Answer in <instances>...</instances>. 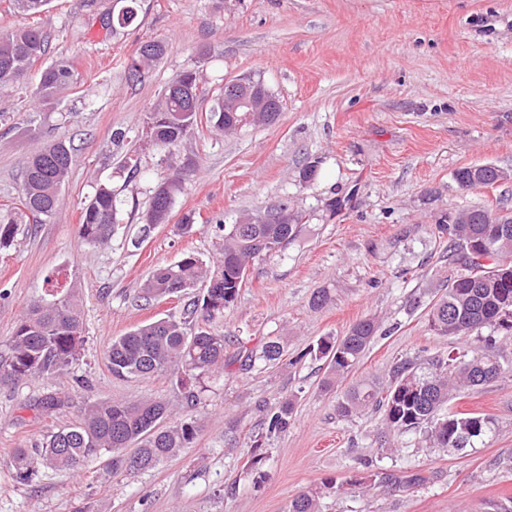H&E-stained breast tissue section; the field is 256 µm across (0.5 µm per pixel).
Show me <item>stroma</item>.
Segmentation results:
<instances>
[{
    "mask_svg": "<svg viewBox=\"0 0 512 512\" xmlns=\"http://www.w3.org/2000/svg\"><path fill=\"white\" fill-rule=\"evenodd\" d=\"M138 4L135 23L112 35L102 19L125 0H50L26 22L49 35L47 60L73 61L71 88L42 105L33 70L0 92V208L18 206L26 162L50 142H65L73 157L55 215L18 225L0 249V347L28 305L52 293L79 295L86 336L70 375L0 389V512H287L304 492L319 493L321 512H486L512 497V372L451 401L495 421L483 443L453 451L427 447L418 432L388 435L378 412L339 416V391L322 388L326 365L308 352L319 337L375 319L379 331L348 387L387 379L403 360L479 353L474 336L434 335L409 300L431 299L450 271L449 240L434 229L442 215L512 212V180L469 191L454 181L474 164L512 173V0ZM153 38L164 55L131 76L128 61ZM187 70L208 91L206 110L225 81L260 79L280 101L277 121L231 135L202 121L161 150L146 136L147 117ZM311 162L318 173L302 181ZM176 172L167 221L148 225L155 187ZM102 185L116 197L117 225L107 245H89L80 218ZM283 201L304 214L297 237L252 263L212 323L232 353L280 338V364L225 369L205 379L192 406L171 374L114 377L113 338L191 300L139 298L148 274L188 253L215 261L223 225ZM321 288L332 299L312 308ZM50 394L66 403L47 413L39 403ZM289 396L288 431L263 435L267 409ZM142 399L168 403L171 421L195 419L193 443L149 472L113 471L107 452L76 474L42 469L17 480L14 449L75 423L85 404ZM256 452L259 480L247 471ZM409 471L425 483H392ZM349 475L363 485L324 489L325 479Z\"/></svg>",
    "mask_w": 512,
    "mask_h": 512,
    "instance_id": "stroma-1",
    "label": "stroma"
}]
</instances>
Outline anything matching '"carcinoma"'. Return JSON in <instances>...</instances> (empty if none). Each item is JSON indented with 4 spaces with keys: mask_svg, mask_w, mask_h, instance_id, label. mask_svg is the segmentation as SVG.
<instances>
[{
    "mask_svg": "<svg viewBox=\"0 0 512 512\" xmlns=\"http://www.w3.org/2000/svg\"><path fill=\"white\" fill-rule=\"evenodd\" d=\"M50 0H12L20 17L42 12ZM137 0H130L122 15L106 18V29L117 32L137 19ZM154 50L138 47L128 66L146 67L159 59L164 46L151 41ZM43 33L21 23L0 35V87L18 80L46 52ZM74 77L67 58L42 68L37 95L50 104ZM197 82L191 72L178 75L165 89L157 110L149 114L156 144L177 145L198 124L200 115L173 91L177 85ZM211 128L225 134L244 127L242 113L226 112L217 104L206 113ZM72 164L70 148L62 141L32 156L25 167L20 205L23 214L39 222L52 217L60 206L63 185ZM499 168L484 164L459 168L454 180L462 190L491 186ZM179 188L175 178L160 184L153 195L148 221L163 224L168 219ZM288 213L286 224H226L222 258L211 266L194 254L156 268L145 280L143 298L161 299L198 288L201 297L180 315H170L138 326L112 340L108 358L112 375L120 378L149 377L178 369L176 383L182 387L203 376L234 365L238 358L224 355L226 336L207 327L236 300L251 263L260 256L276 254L298 234L302 214L281 202ZM117 208L112 190L99 186L85 207L81 238L94 245L112 238ZM20 223L10 208L0 210V247L13 241ZM446 235L453 251L448 261L455 273L445 277L429 303L428 329L437 336L478 334L483 354L472 358L450 355L434 359L425 370L411 360L395 364L389 382H371L348 388L338 400L345 417L370 406L383 410V421L394 435L422 432L430 446L463 450L472 448L492 432L490 416L457 412L448 403L458 393L483 386L507 370L501 347L512 342V214L491 218L482 207L450 213L435 224ZM490 330L487 336L482 330ZM378 332L371 318L355 323L343 336H323L310 347L315 358L325 360L323 386L344 379L360 361ZM85 337L79 298L64 293L51 301L32 303L21 315L7 351L0 354V387L28 378H54L70 373L81 355ZM279 341H266L260 358L273 367L283 356ZM294 409L289 397L267 413L263 421L268 434L288 430ZM168 404L155 400L94 402L81 410L78 421L46 438L33 448H17L12 466L21 482H29L38 469L77 473L103 452L112 453V469L139 472L151 470L188 447L198 426L192 418L167 423ZM288 512H320L315 494H301L290 501Z\"/></svg>",
    "mask_w": 512,
    "mask_h": 512,
    "instance_id": "carcinoma-1",
    "label": "carcinoma"
}]
</instances>
